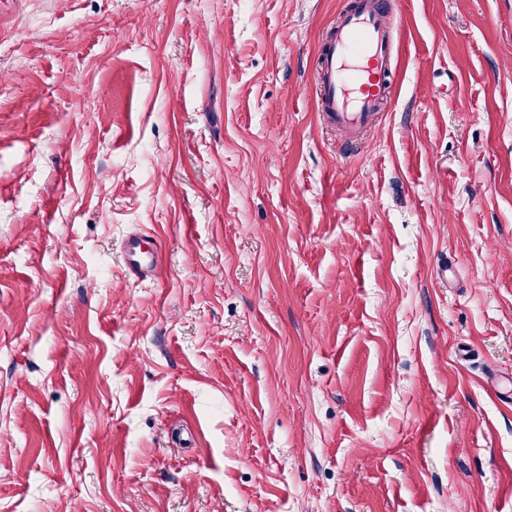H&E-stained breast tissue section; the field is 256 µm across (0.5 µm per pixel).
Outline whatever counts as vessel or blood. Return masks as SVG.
Segmentation results:
<instances>
[{"mask_svg": "<svg viewBox=\"0 0 512 512\" xmlns=\"http://www.w3.org/2000/svg\"><path fill=\"white\" fill-rule=\"evenodd\" d=\"M384 11V0H357L327 37L321 54V109L350 139L372 123L388 95L393 48ZM124 254L135 279L152 276L158 267L155 253L144 251L139 236L126 239Z\"/></svg>", "mask_w": 512, "mask_h": 512, "instance_id": "1", "label": "vessel or blood"}]
</instances>
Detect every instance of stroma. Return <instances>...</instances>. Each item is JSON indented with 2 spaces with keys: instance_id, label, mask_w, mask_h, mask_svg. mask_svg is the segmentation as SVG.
I'll return each instance as SVG.
<instances>
[{
  "instance_id": "stroma-1",
  "label": "stroma",
  "mask_w": 512,
  "mask_h": 512,
  "mask_svg": "<svg viewBox=\"0 0 512 512\" xmlns=\"http://www.w3.org/2000/svg\"><path fill=\"white\" fill-rule=\"evenodd\" d=\"M350 2L0 0V512H512V0ZM384 1L358 0L327 37L321 54L320 106L347 139L372 123L388 95L393 48ZM143 242L137 235L129 236L124 244L125 264L129 274L137 279L144 280L152 276L157 267V247L154 251L147 253L143 249Z\"/></svg>"
}]
</instances>
